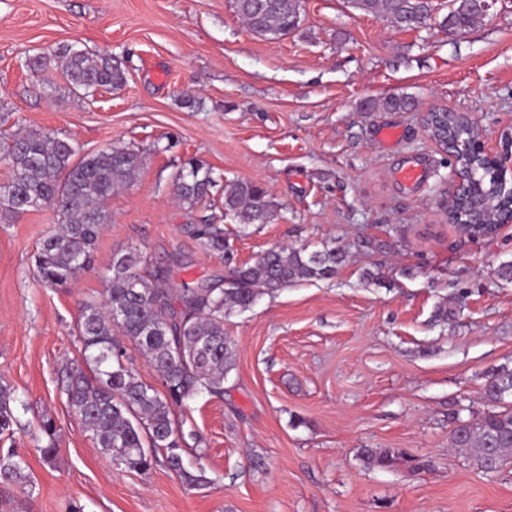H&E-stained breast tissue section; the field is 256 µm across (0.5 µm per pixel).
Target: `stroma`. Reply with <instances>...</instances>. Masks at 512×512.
Segmentation results:
<instances>
[{
    "label": "stroma",
    "instance_id": "stroma-1",
    "mask_svg": "<svg viewBox=\"0 0 512 512\" xmlns=\"http://www.w3.org/2000/svg\"><path fill=\"white\" fill-rule=\"evenodd\" d=\"M68 44L112 56L117 89L79 98L61 68L32 73L27 56ZM413 97L411 112L362 103ZM0 131L36 128L79 144L144 149L135 181L108 201L112 222L92 270L69 287L43 284L32 256L52 208L0 218V381L24 407L0 452L25 456L34 486L0 485V512H512V464L477 470L451 444L453 413L487 412L488 376L512 369V223L470 239L450 224L453 164L428 137L435 109L469 114L491 148L512 131V0L464 30L398 31L347 0H302L298 31L251 34L232 0H0ZM384 126L400 137L379 143ZM217 181L188 210L173 176L187 157ZM423 169L406 184L399 171ZM263 184L276 220L226 222L224 185ZM223 225L218 254L194 237ZM335 243L332 278L262 296L224 320L237 349L224 394L175 408L202 438L183 454L206 486L157 466L115 469L70 413L65 386L82 363V302L102 300L114 251L144 250L179 288L223 278L274 246ZM58 457L33 440L43 417ZM365 448H395L370 468ZM431 466L412 470L408 459ZM39 430L47 438L45 444L37 445L36 450L46 464H52L57 457V445L55 441L56 428L52 418H43L39 424ZM361 458L369 467L390 468L403 459V454L395 448H365Z\"/></svg>",
    "mask_w": 512,
    "mask_h": 512
}]
</instances>
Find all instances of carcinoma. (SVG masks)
Returning a JSON list of instances; mask_svg holds the SVG:
<instances>
[{
	"instance_id": "obj_1",
	"label": "carcinoma",
	"mask_w": 512,
	"mask_h": 512,
	"mask_svg": "<svg viewBox=\"0 0 512 512\" xmlns=\"http://www.w3.org/2000/svg\"><path fill=\"white\" fill-rule=\"evenodd\" d=\"M366 15L376 16L395 30L427 26L436 10L433 0H348ZM448 13L439 25L464 30L479 20L470 0H449ZM235 13L256 36L272 42L299 28L302 0H235ZM62 63L69 91L87 98L100 88H119L125 73L112 58L62 45L49 54L29 58L25 65L42 72ZM370 112H399L415 107L413 98L399 95L364 103ZM430 134L438 139L464 143L477 130L453 112L436 110L430 116ZM11 169L0 184V213H22L48 205L58 225L42 239L33 254L40 280L64 286L89 270L95 243L112 215L106 203L112 192L130 182L145 163L143 152L129 146L109 145L78 155L68 139L40 129H27L0 137V161ZM458 170L472 191L458 196L448 209V220L467 218L473 203L483 204V222L470 225L471 238L486 235L501 225L512 210V188L485 162L471 155L457 156ZM177 201L194 209L211 195L216 181L212 171L188 159L173 179ZM278 205L264 186L236 181L224 186V215L239 226L269 224ZM196 238L212 252L227 248L224 225L203 222L193 228ZM345 258L334 246L308 250L306 246L277 247L252 264L229 270L222 283L196 288H173L160 267L147 274L149 263L139 249H121L104 274L105 299L83 304L78 321L82 357L88 370L69 374L66 402L83 431L96 447L121 470L147 472L156 464L174 472L192 488L205 481L202 473L185 468L179 441L200 435L174 420L173 408L207 393L221 396L224 378L234 369L236 349L224 336V317L249 309L264 294L304 282L329 279ZM126 337L147 358L161 378L163 390L144 383L123 358L126 348L115 336ZM485 399L496 405L512 397V370L492 373L483 389ZM15 390L0 382V436H11L19 425L15 415ZM46 437L36 446L42 460L57 457L56 428L52 418L39 424ZM452 443L466 451L477 469L498 472L512 461V410L491 411L469 419L454 418ZM361 458L369 467L390 468L403 459L395 448H364ZM0 482L33 486L26 459L9 449L0 453Z\"/></svg>"
}]
</instances>
